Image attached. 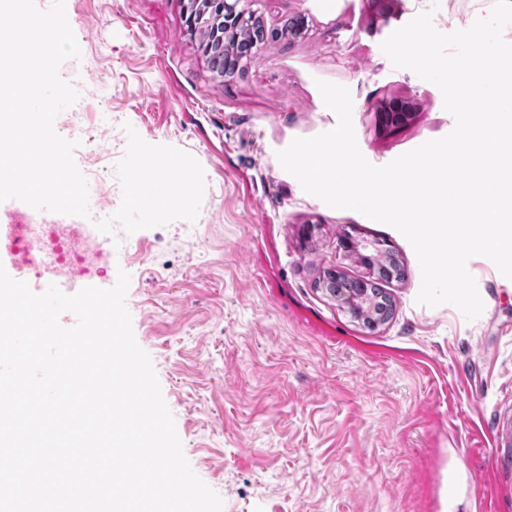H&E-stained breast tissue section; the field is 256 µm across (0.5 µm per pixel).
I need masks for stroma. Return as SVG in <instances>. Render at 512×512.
<instances>
[{"instance_id":"1","label":"stroma","mask_w":512,"mask_h":512,"mask_svg":"<svg viewBox=\"0 0 512 512\" xmlns=\"http://www.w3.org/2000/svg\"><path fill=\"white\" fill-rule=\"evenodd\" d=\"M188 0H66L81 49L60 77L79 93L55 131L96 175L110 215L109 279L150 356L183 453L223 512H512V279L469 260L484 303L420 305L421 270L395 228L307 194L277 153L333 129L317 81L348 88L357 145L383 166L446 136L440 89L394 67L382 42L433 10L448 34L494 0H256L268 39L232 77L210 68ZM408 103L404 125L377 107ZM112 112V129L100 115ZM147 159L131 199L130 165ZM190 183L188 201L175 188ZM395 253L389 281L344 235ZM375 281L393 302L368 329L324 288L327 272Z\"/></svg>"}]
</instances>
